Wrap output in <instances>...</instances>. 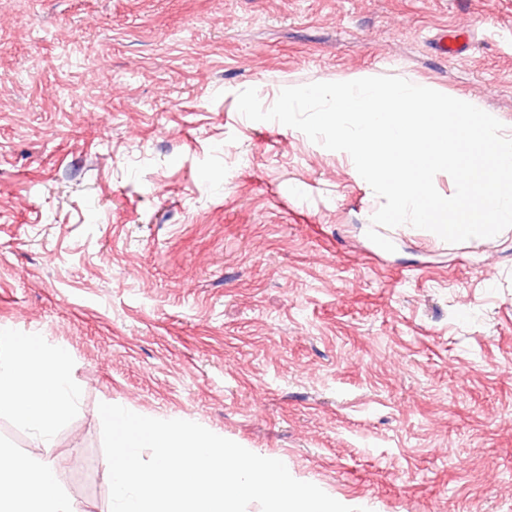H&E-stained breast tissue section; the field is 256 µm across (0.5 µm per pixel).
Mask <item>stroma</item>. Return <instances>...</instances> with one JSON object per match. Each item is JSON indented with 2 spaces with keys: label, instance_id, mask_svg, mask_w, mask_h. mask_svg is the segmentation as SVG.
I'll return each mask as SVG.
<instances>
[{
  "label": "stroma",
  "instance_id": "35a3bbf8",
  "mask_svg": "<svg viewBox=\"0 0 512 512\" xmlns=\"http://www.w3.org/2000/svg\"><path fill=\"white\" fill-rule=\"evenodd\" d=\"M356 74L512 131V0H0V328L74 360L52 459L83 512L102 403L368 512H512V228L385 251L345 154L237 110Z\"/></svg>",
  "mask_w": 512,
  "mask_h": 512
}]
</instances>
